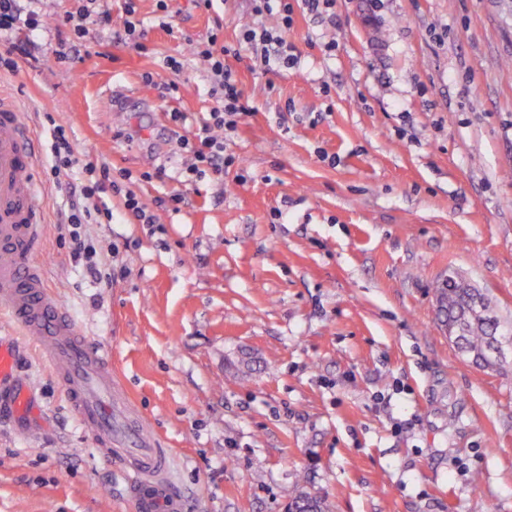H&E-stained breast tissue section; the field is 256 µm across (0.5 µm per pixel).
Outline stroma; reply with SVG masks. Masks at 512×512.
Instances as JSON below:
<instances>
[{"label": "stroma", "mask_w": 512, "mask_h": 512, "mask_svg": "<svg viewBox=\"0 0 512 512\" xmlns=\"http://www.w3.org/2000/svg\"><path fill=\"white\" fill-rule=\"evenodd\" d=\"M100 5L83 39L19 31L0 96L38 158L45 280L171 448L184 512H284L301 492L331 512H512V344L476 368L435 302L454 270L512 327V0H296L287 27L253 0ZM248 27L282 33L298 69L264 70ZM213 33L249 111L223 170L186 184L180 141L216 104L197 54ZM55 122L112 169L113 219L85 227L111 283L71 258L61 212L85 175L53 178ZM0 337L35 408L0 421V512H134L4 313Z\"/></svg>", "instance_id": "1"}]
</instances>
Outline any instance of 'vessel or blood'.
I'll use <instances>...</instances> for the list:
<instances>
[{
  "mask_svg": "<svg viewBox=\"0 0 512 512\" xmlns=\"http://www.w3.org/2000/svg\"><path fill=\"white\" fill-rule=\"evenodd\" d=\"M43 193L22 114L0 97V310L36 342L98 452L122 463L136 512H182L170 449L136 413L110 350L81 334L33 261L44 237ZM15 370L13 351L0 345V413L10 416L25 410L30 391Z\"/></svg>",
  "mask_w": 512,
  "mask_h": 512,
  "instance_id": "vessel-or-blood-1",
  "label": "vessel or blood"
}]
</instances>
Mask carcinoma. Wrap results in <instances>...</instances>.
Listing matches in <instances>:
<instances>
[{"instance_id": "1", "label": "carcinoma", "mask_w": 512, "mask_h": 512, "mask_svg": "<svg viewBox=\"0 0 512 512\" xmlns=\"http://www.w3.org/2000/svg\"><path fill=\"white\" fill-rule=\"evenodd\" d=\"M435 297L441 322L452 333L459 352L482 369L495 366L497 361L491 356L490 348L504 336V330L491 312L483 290L450 270L436 288ZM288 512H329V506L321 498L300 494L289 500Z\"/></svg>"}]
</instances>
